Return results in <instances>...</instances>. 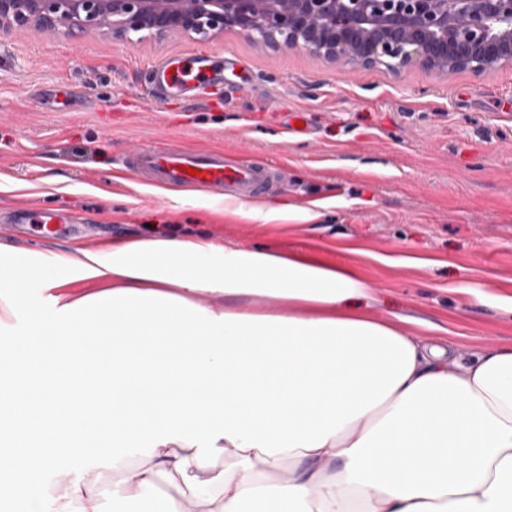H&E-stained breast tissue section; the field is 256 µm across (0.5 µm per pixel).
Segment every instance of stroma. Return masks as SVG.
<instances>
[{"label": "stroma", "instance_id": "1", "mask_svg": "<svg viewBox=\"0 0 512 512\" xmlns=\"http://www.w3.org/2000/svg\"><path fill=\"white\" fill-rule=\"evenodd\" d=\"M195 47L180 35L128 46L101 33L78 44L1 33L0 228L35 202L82 219L98 243L205 235L317 252L360 270L371 316L444 326L468 349L512 345V313L496 303L512 296V65L354 71L228 31L204 44L224 89L188 100L153 84L152 66ZM242 82L248 95L230 102L226 86ZM292 112L305 133H289ZM163 142L267 161L280 174L262 203L314 220L266 223L236 201L117 177L131 149ZM139 464L76 461L70 475L89 479L108 510Z\"/></svg>", "mask_w": 512, "mask_h": 512}]
</instances>
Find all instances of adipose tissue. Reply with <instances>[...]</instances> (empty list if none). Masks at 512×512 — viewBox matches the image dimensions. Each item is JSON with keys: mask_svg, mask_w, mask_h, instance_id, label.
<instances>
[{"mask_svg": "<svg viewBox=\"0 0 512 512\" xmlns=\"http://www.w3.org/2000/svg\"><path fill=\"white\" fill-rule=\"evenodd\" d=\"M373 299L258 244L0 245V506L105 512L69 465L139 450L117 512H512V346Z\"/></svg>", "mask_w": 512, "mask_h": 512, "instance_id": "1", "label": "adipose tissue"}]
</instances>
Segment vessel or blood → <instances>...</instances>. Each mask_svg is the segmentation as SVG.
<instances>
[{
	"label": "vessel or blood",
	"instance_id": "vessel-or-blood-1",
	"mask_svg": "<svg viewBox=\"0 0 512 512\" xmlns=\"http://www.w3.org/2000/svg\"><path fill=\"white\" fill-rule=\"evenodd\" d=\"M206 53L191 52L188 59H173L158 67L161 80L183 92L191 93L205 82ZM122 172H132L161 188L192 187L214 196L252 200L277 178L276 167L255 163L243 153L229 150H201L189 145L160 143L135 148L122 162ZM29 219L40 237L62 235V220L54 212L27 207Z\"/></svg>",
	"mask_w": 512,
	"mask_h": 512
}]
</instances>
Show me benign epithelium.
Returning <instances> with one entry per match:
<instances>
[{
  "instance_id": "7a95c632",
  "label": "benign epithelium",
  "mask_w": 512,
  "mask_h": 512,
  "mask_svg": "<svg viewBox=\"0 0 512 512\" xmlns=\"http://www.w3.org/2000/svg\"><path fill=\"white\" fill-rule=\"evenodd\" d=\"M34 27L126 45L226 30L354 68L482 74L512 64V0H0V32Z\"/></svg>"
}]
</instances>
